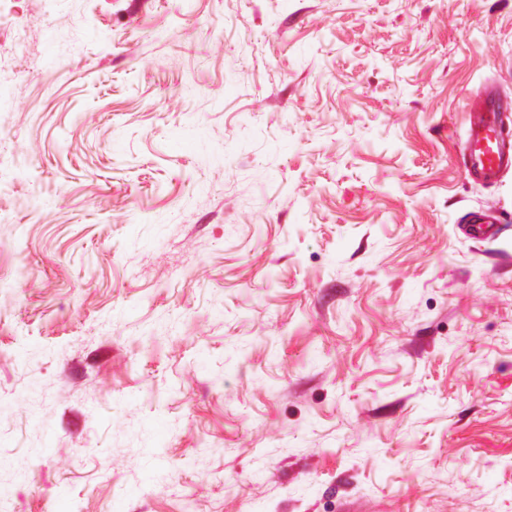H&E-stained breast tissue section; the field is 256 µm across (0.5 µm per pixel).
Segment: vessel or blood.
I'll return each mask as SVG.
<instances>
[{"label":"vessel or blood","instance_id":"vessel-or-blood-1","mask_svg":"<svg viewBox=\"0 0 512 512\" xmlns=\"http://www.w3.org/2000/svg\"><path fill=\"white\" fill-rule=\"evenodd\" d=\"M508 112H512V103L489 86L472 103L463 137L464 167L471 180L493 185L512 171V138L504 127V115ZM467 222L473 239L487 237L491 228L500 225L491 211L469 214Z\"/></svg>","mask_w":512,"mask_h":512}]
</instances>
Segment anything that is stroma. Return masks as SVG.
I'll return each instance as SVG.
<instances>
[{"mask_svg":"<svg viewBox=\"0 0 512 512\" xmlns=\"http://www.w3.org/2000/svg\"><path fill=\"white\" fill-rule=\"evenodd\" d=\"M487 84L512 0H0V512H512ZM505 112H512V103L489 86L471 104L463 158L466 175L473 181L494 185L512 170V142L505 132ZM495 212L496 211H487L469 214L467 218L469 237L473 239H483L488 235L505 230L506 226L500 224ZM490 227H495L493 232H490Z\"/></svg>","mask_w":512,"mask_h":512,"instance_id":"1","label":"stroma"}]
</instances>
